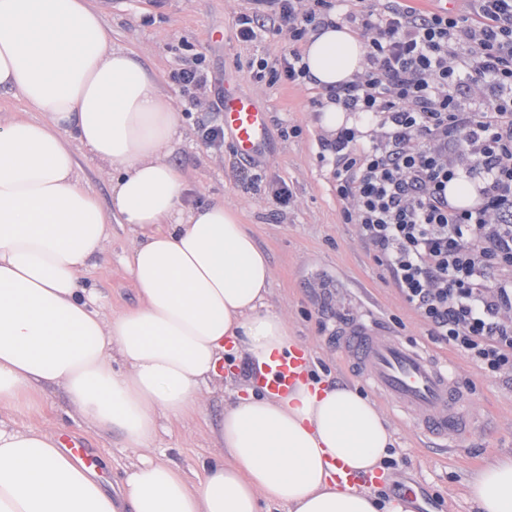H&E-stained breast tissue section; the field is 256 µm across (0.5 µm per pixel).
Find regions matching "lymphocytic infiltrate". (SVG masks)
<instances>
[{"label":"lymphocytic infiltrate","instance_id":"obj_1","mask_svg":"<svg viewBox=\"0 0 512 512\" xmlns=\"http://www.w3.org/2000/svg\"><path fill=\"white\" fill-rule=\"evenodd\" d=\"M473 2L470 16L409 0L340 15L334 0H253L236 36H286L287 51L254 76L296 83L309 32L341 20L360 32L362 71L325 93L360 121L326 143L345 220L431 339L495 377L512 371V0ZM169 79L197 106L214 85L199 54ZM463 178L478 195L466 208L448 199Z\"/></svg>","mask_w":512,"mask_h":512}]
</instances>
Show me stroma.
Returning a JSON list of instances; mask_svg holds the SVG:
<instances>
[{
  "label": "stroma",
  "instance_id": "obj_1",
  "mask_svg": "<svg viewBox=\"0 0 512 512\" xmlns=\"http://www.w3.org/2000/svg\"><path fill=\"white\" fill-rule=\"evenodd\" d=\"M91 2L102 13L112 42L135 52L162 91L175 98L185 133L169 160L186 177V205L197 207L221 198L237 209L270 259L269 301L286 317L291 335L308 350L318 379L361 385V378L343 363L334 336L340 322L368 318L455 365L465 405L484 420V428L466 447L429 448L411 422L379 394H372L395 437L396 465L387 469V482L380 492L394 496L400 484L412 483L419 493L408 504L410 512H476L467 493L469 478L488 461L512 456V373L487 378L460 353L432 342L426 326L360 240L356 225L344 222L331 165L321 157L328 133L321 124L323 109L315 104L319 88L253 76V62L274 60L285 48V39L269 34L249 43L238 40L235 22L250 11L251 0ZM195 53L205 55L216 78L232 72L241 91L266 102L270 147L259 160L244 163L232 148L219 153L198 138L197 124L204 113L177 95L169 80L170 71ZM294 126L299 134H291ZM244 166L250 178H242ZM274 179L287 182L292 190L294 201L289 207H276L268 199L266 186ZM132 246L127 231L113 226L105 252L92 259L81 275L82 287L94 289L111 315L138 303L124 264ZM247 360L240 352L225 354L223 391L207 395L202 413L178 423H162L158 451L185 469L210 457L214 451L211 428L224 401L253 385L252 377L241 373ZM67 409L65 393L54 389L41 412L23 416L5 412L0 420L15 428L64 430L84 439L97 450L105 488H115L130 450L123 448L119 433H97L80 417H67Z\"/></svg>",
  "mask_w": 512,
  "mask_h": 512
}]
</instances>
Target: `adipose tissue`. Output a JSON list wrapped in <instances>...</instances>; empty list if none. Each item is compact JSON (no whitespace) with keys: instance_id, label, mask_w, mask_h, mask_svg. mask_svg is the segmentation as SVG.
<instances>
[{"instance_id":"ef3b65f1","label":"adipose tissue","mask_w":512,"mask_h":512,"mask_svg":"<svg viewBox=\"0 0 512 512\" xmlns=\"http://www.w3.org/2000/svg\"><path fill=\"white\" fill-rule=\"evenodd\" d=\"M364 56L348 27L318 28L307 80L338 87ZM0 89L27 108L0 115V411L38 410L60 388L133 451L109 491L54 434L0 421V512H395L377 489L336 479L381 467L394 443L348 384L236 397L195 471L154 454L161 421L201 412L218 388L227 349L264 363L295 347L268 302L269 259L223 200L185 206L168 160L182 138L172 99L90 0H0ZM80 150L112 174L111 213L82 185ZM115 223L134 236L125 265L139 304L111 316L80 277ZM468 494L478 512H512V459L474 474Z\"/></svg>"}]
</instances>
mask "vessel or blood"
I'll return each instance as SVG.
<instances>
[{
    "instance_id": "vessel-or-blood-1",
    "label": "vessel or blood",
    "mask_w": 512,
    "mask_h": 512,
    "mask_svg": "<svg viewBox=\"0 0 512 512\" xmlns=\"http://www.w3.org/2000/svg\"><path fill=\"white\" fill-rule=\"evenodd\" d=\"M221 118L224 133L238 157L253 161L264 152L269 129L265 104L228 88L224 91ZM340 342L359 363L373 388L416 419L432 438L441 439L452 433L457 445L467 443L475 430L474 421L444 364L397 336L379 334L371 324L347 328ZM309 366L307 351L297 349L286 357H272L255 372L254 380L268 393L283 395L306 378Z\"/></svg>"
}]
</instances>
